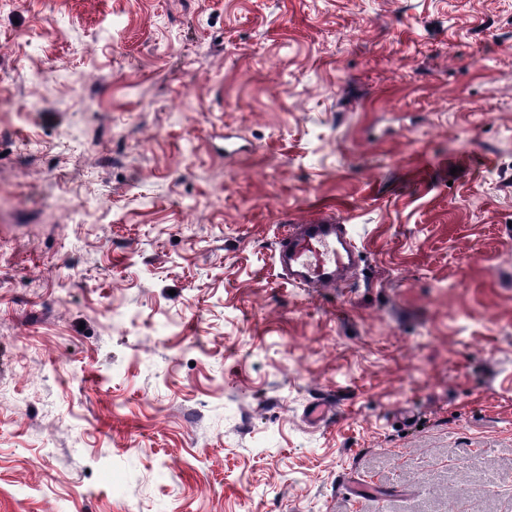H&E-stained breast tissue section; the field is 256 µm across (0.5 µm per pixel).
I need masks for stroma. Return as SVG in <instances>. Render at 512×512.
Returning <instances> with one entry per match:
<instances>
[{
  "label": "stroma",
  "instance_id": "1",
  "mask_svg": "<svg viewBox=\"0 0 512 512\" xmlns=\"http://www.w3.org/2000/svg\"><path fill=\"white\" fill-rule=\"evenodd\" d=\"M1 383L0 512H512V0H0ZM277 258L293 284L325 290L351 277L361 252L347 224L321 214L305 224L286 225L278 238Z\"/></svg>",
  "mask_w": 512,
  "mask_h": 512
}]
</instances>
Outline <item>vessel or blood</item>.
I'll return each instance as SVG.
<instances>
[{
  "label": "vessel or blood",
  "mask_w": 512,
  "mask_h": 512,
  "mask_svg": "<svg viewBox=\"0 0 512 512\" xmlns=\"http://www.w3.org/2000/svg\"><path fill=\"white\" fill-rule=\"evenodd\" d=\"M277 258L293 284L325 290L351 277L361 252L346 225L323 214L285 226L277 242Z\"/></svg>",
  "instance_id": "vessel-or-blood-1"
}]
</instances>
